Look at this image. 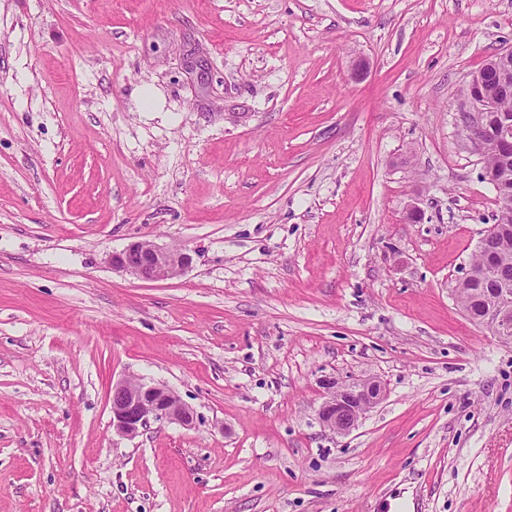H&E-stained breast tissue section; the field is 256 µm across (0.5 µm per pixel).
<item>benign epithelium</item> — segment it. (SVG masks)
<instances>
[{
  "label": "benign epithelium",
  "instance_id": "obj_1",
  "mask_svg": "<svg viewBox=\"0 0 512 512\" xmlns=\"http://www.w3.org/2000/svg\"><path fill=\"white\" fill-rule=\"evenodd\" d=\"M512 95V48L498 53L488 64L486 73L471 76L465 90L469 104V120L465 130L469 140L481 152L485 151L487 114L495 111L494 93ZM496 146L504 154L512 153V123L505 121L495 131ZM112 269L145 282L171 280L183 275L192 263L191 255L178 247L161 246L150 240H136L109 256ZM498 268L499 288L493 302L483 305L475 317L477 324L487 328L505 342H512V290L507 288L509 276ZM385 397L384 385L367 378L326 387V396L318 415L321 422L342 435L350 433L361 415L378 405ZM112 430L134 437L150 423L176 421L184 426L193 423L190 409L166 386L144 382L120 381L112 387L110 397Z\"/></svg>",
  "mask_w": 512,
  "mask_h": 512
}]
</instances>
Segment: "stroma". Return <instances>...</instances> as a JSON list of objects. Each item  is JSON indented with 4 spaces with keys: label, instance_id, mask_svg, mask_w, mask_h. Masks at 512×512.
<instances>
[{
    "label": "stroma",
    "instance_id": "obj_1",
    "mask_svg": "<svg viewBox=\"0 0 512 512\" xmlns=\"http://www.w3.org/2000/svg\"><path fill=\"white\" fill-rule=\"evenodd\" d=\"M511 47L512 0H0V512H512V343L452 292ZM139 239L193 263L113 271ZM126 379L194 426L115 434ZM512 48L498 53L488 64L485 74H473L467 83L465 100L469 104V120L465 130L469 140L484 154L488 112H495L496 101L494 91L488 90L485 84L492 86L500 95H512ZM326 396L321 403L318 415L321 422L342 435L350 433L361 415L378 405L385 397L384 385L367 378L347 385L329 383Z\"/></svg>",
    "mask_w": 512,
    "mask_h": 512
}]
</instances>
